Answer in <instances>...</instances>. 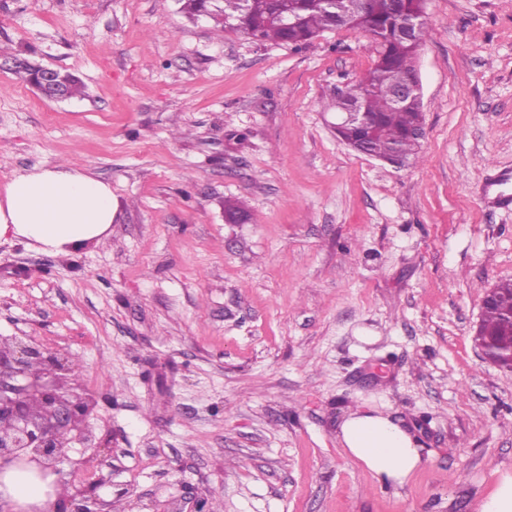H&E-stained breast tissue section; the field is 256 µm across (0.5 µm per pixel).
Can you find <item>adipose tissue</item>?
<instances>
[{
  "instance_id": "obj_1",
  "label": "adipose tissue",
  "mask_w": 512,
  "mask_h": 512,
  "mask_svg": "<svg viewBox=\"0 0 512 512\" xmlns=\"http://www.w3.org/2000/svg\"><path fill=\"white\" fill-rule=\"evenodd\" d=\"M117 212L103 181L63 165L15 175L0 191V240L26 239L57 254L101 239ZM348 453L380 483L401 485L423 463L414 438L390 417L357 409L340 426ZM0 495L13 504L56 506L46 485L13 466L0 471Z\"/></svg>"
}]
</instances>
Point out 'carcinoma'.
Returning a JSON list of instances; mask_svg holds the SVG:
<instances>
[{
    "label": "carcinoma",
    "instance_id": "obj_1",
    "mask_svg": "<svg viewBox=\"0 0 512 512\" xmlns=\"http://www.w3.org/2000/svg\"><path fill=\"white\" fill-rule=\"evenodd\" d=\"M425 0H336V12L317 0H222L223 26L238 30L258 41L300 46L320 33L334 28L360 30L377 45L373 67L360 87V111L369 113L365 127L352 125L342 136L363 143V149L381 159L397 153L405 159L418 155L425 136V118L418 97L401 104L392 102L395 89L409 86L416 78V59L426 40L428 28L421 23L411 38L401 33L403 21L411 15H424ZM295 19L283 25L278 15ZM228 222L248 217L239 201L224 207ZM512 311V282L498 285L496 304L484 309L481 326L487 331L502 326Z\"/></svg>",
    "mask_w": 512,
    "mask_h": 512
}]
</instances>
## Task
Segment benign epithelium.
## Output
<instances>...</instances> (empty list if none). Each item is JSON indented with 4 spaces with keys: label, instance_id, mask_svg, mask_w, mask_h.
<instances>
[{
    "label": "benign epithelium",
    "instance_id": "1",
    "mask_svg": "<svg viewBox=\"0 0 512 512\" xmlns=\"http://www.w3.org/2000/svg\"><path fill=\"white\" fill-rule=\"evenodd\" d=\"M10 69L29 68L36 72L31 87L49 101L68 98V86L76 77L60 69L41 65L25 56L8 58ZM483 360L494 356L512 362V341L494 346L476 343ZM39 359L43 370L34 374L31 363ZM69 368L46 348L34 346L25 336L14 337V345L0 350V421L13 425L10 435H0V466L15 464L23 470L36 472L40 477L62 475L61 464L65 449L73 440L91 443L93 433L88 418L96 402L89 395L70 391L64 384ZM42 400L44 418L34 420L29 404ZM103 462L97 463V477L85 488L61 502L56 512H104L106 503L96 494L99 487L110 483L103 474Z\"/></svg>",
    "mask_w": 512,
    "mask_h": 512
}]
</instances>
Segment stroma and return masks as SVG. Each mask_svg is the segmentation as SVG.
Masks as SVG:
<instances>
[{"instance_id": "stroma-1", "label": "stroma", "mask_w": 512, "mask_h": 512, "mask_svg": "<svg viewBox=\"0 0 512 512\" xmlns=\"http://www.w3.org/2000/svg\"><path fill=\"white\" fill-rule=\"evenodd\" d=\"M425 19V137L396 168L331 129L376 57L363 32L295 48L179 0H0V48L85 85L51 102L0 71V189L65 162L117 203L75 253L0 242V345L30 337L97 402L64 495L104 460L112 512L190 491L219 512H477L512 474V371L473 342L512 282V0H426ZM363 405L417 439L403 486L339 440Z\"/></svg>"}]
</instances>
